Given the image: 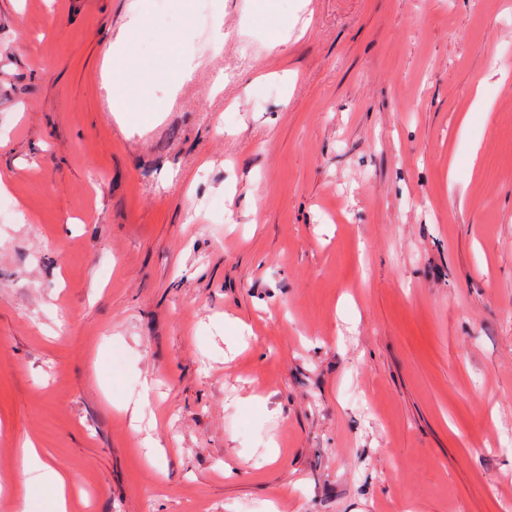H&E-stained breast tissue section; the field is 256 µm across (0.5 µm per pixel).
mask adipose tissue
I'll return each instance as SVG.
<instances>
[{"label": "adipose tissue", "mask_w": 512, "mask_h": 512, "mask_svg": "<svg viewBox=\"0 0 512 512\" xmlns=\"http://www.w3.org/2000/svg\"><path fill=\"white\" fill-rule=\"evenodd\" d=\"M150 0H129L126 21L110 44L103 60L104 85L109 92V109L114 113L140 112L144 106L129 90L114 87L113 71L134 60V39L149 16ZM26 474L23 512H68V496L73 486L71 475L43 461L30 441L21 444Z\"/></svg>", "instance_id": "ef3b65f1"}]
</instances>
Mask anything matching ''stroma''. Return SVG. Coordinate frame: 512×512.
<instances>
[{
	"mask_svg": "<svg viewBox=\"0 0 512 512\" xmlns=\"http://www.w3.org/2000/svg\"><path fill=\"white\" fill-rule=\"evenodd\" d=\"M127 3L0 0V512H512V0H154L145 125ZM150 0H129L126 21L110 44L103 60L104 85L109 92V109L113 113L155 112L141 104L130 91L113 85V69L134 61V39L150 12ZM21 452L26 474L23 512H68L71 475L44 462L28 440L22 442Z\"/></svg>",
	"mask_w": 512,
	"mask_h": 512,
	"instance_id": "35a3bbf8",
	"label": "stroma"
}]
</instances>
